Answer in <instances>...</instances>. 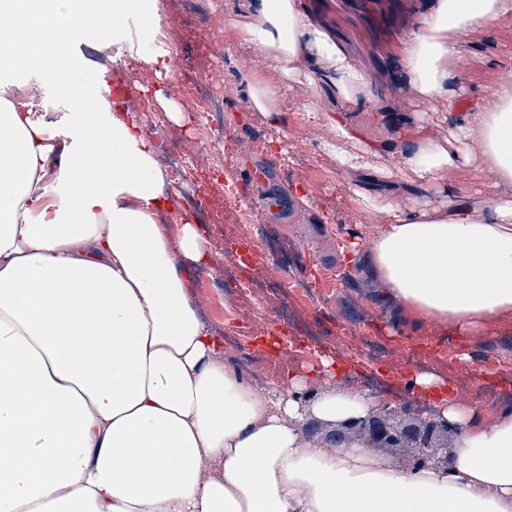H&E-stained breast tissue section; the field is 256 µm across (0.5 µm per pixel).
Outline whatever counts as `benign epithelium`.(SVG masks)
<instances>
[{
  "label": "benign epithelium",
  "instance_id": "1",
  "mask_svg": "<svg viewBox=\"0 0 512 512\" xmlns=\"http://www.w3.org/2000/svg\"><path fill=\"white\" fill-rule=\"evenodd\" d=\"M307 437L323 428L328 443L338 445L334 435L338 432L352 443L363 440L370 448L402 449L410 468L448 467V434L457 430L448 419L430 413L423 417L409 415L405 406L390 403L372 406L363 415L336 422H324L309 417L298 423Z\"/></svg>",
  "mask_w": 512,
  "mask_h": 512
}]
</instances>
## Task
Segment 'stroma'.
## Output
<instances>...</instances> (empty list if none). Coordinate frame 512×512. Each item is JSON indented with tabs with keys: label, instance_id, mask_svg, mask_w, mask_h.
I'll return each mask as SVG.
<instances>
[{
	"label": "stroma",
	"instance_id": "35a3bbf8",
	"mask_svg": "<svg viewBox=\"0 0 512 512\" xmlns=\"http://www.w3.org/2000/svg\"><path fill=\"white\" fill-rule=\"evenodd\" d=\"M404 2L304 0L315 19L370 73L386 104L409 115L425 107L420 95L390 76L401 36L419 22L418 16L406 13ZM126 18V23L109 26L106 40L80 38L71 42L66 61L86 84L120 86L138 101L150 97L166 133L167 150L196 156L197 165L189 174L193 188L203 189L219 175L238 184L235 198L215 204L226 235L246 232V225L237 221V211L248 208L255 223L273 227L287 242L285 265L269 266L255 289L269 293L279 281L288 279L306 283V293L289 291L287 302L272 309L258 307L249 297L236 300L241 318L252 322L254 329L274 334L285 326L300 336L299 351L278 358L273 381H282L300 366L318 365L320 357L327 355L345 370L336 378V386L356 388L362 377L373 376L385 385L384 400L393 401L399 396L404 372L421 367L446 379L451 387L462 380L480 384L481 392H464L460 398L477 408L481 418L495 416L512 389V377L498 373L499 368L512 367V314L473 336L458 335L445 324L396 322L398 303L381 298L378 282L348 266L339 252L342 239L349 234L362 241L377 237L391 222L392 214L389 208L354 202L355 190L364 184V173L341 165L337 151L365 156L371 167L386 169L384 189L391 205L403 209L410 203L409 186L415 176L397 167L395 155L401 147L395 142L394 131L378 123L372 113L361 111L352 116L357 139L337 143L336 128L327 120L339 109L336 95L304 80H288L261 46L241 42L238 26L256 25L260 19L242 10L240 0H142L139 12L127 13ZM509 60L512 16L492 21L463 38L449 68L462 81L467 107L495 108L488 88L499 63ZM255 73L280 85L283 112L279 120L251 111L245 88L247 78ZM195 78L215 80L224 92V120L205 133L200 130V106L184 94L185 86ZM0 98L17 104L27 98L35 100L42 110L44 127L60 143L67 141L71 127L82 121L69 100L35 70L0 67ZM311 108L319 111L318 121L307 118ZM425 108L441 112L445 104L436 101ZM204 135L221 154L222 174L211 169L209 156L195 153ZM382 143L386 151L364 155V146ZM249 167L264 174L266 191L286 197L291 186L303 187L310 196L309 206L293 202L284 213L258 208L255 187L244 176ZM442 179L468 189L469 203L476 211L501 191L497 175L489 171L477 183L466 167L448 169ZM199 230L211 245L210 263L204 269L187 266L186 274L195 286L197 310L210 323L224 316L225 243L210 225H200ZM319 322L331 332L343 326L347 331L372 336L380 346L381 357L372 361L339 347L331 334L314 338L310 330ZM463 351L471 353L470 362L459 361Z\"/></svg>",
	"mask_w": 512,
	"mask_h": 512
}]
</instances>
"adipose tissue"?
<instances>
[{"label": "adipose tissue", "mask_w": 512, "mask_h": 512, "mask_svg": "<svg viewBox=\"0 0 512 512\" xmlns=\"http://www.w3.org/2000/svg\"><path fill=\"white\" fill-rule=\"evenodd\" d=\"M91 0H0L11 21L0 52L39 70L87 119L61 163L29 113L0 100V512H512V410L480 424L444 380L420 371L411 392L460 430L448 468H393L363 442L328 450L295 428L298 392L315 378L288 373L259 390L224 359L181 267L206 268L194 224L169 233L154 146L132 113L66 64L68 40L89 28ZM264 46L336 93L338 140L352 112H373L404 144L413 172L408 209L367 247L343 241L353 267L375 278L414 324L471 336L512 313V62L490 89L495 110L462 109L448 68L462 34L512 14V0H425L398 44L397 77L445 113L392 112L367 72L300 0H246ZM448 124V140L426 134ZM479 139L472 150L471 139ZM494 171L504 191L474 212L444 170ZM358 390H324L311 410L334 422L365 412Z\"/></svg>", "instance_id": "ef3b65f1"}]
</instances>
